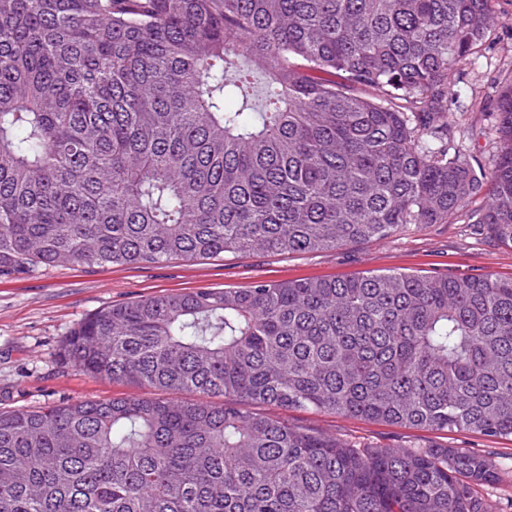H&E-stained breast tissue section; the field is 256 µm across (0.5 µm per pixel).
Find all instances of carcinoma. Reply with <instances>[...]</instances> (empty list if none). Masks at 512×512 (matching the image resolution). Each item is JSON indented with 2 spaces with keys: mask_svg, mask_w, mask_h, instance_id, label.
I'll return each mask as SVG.
<instances>
[{
  "mask_svg": "<svg viewBox=\"0 0 512 512\" xmlns=\"http://www.w3.org/2000/svg\"><path fill=\"white\" fill-rule=\"evenodd\" d=\"M497 23L492 0H0V276L331 251L478 195L512 248V82L492 168L451 138L449 77ZM60 353L147 392L0 412V512H493L479 452L263 409L512 437V277L157 294Z\"/></svg>",
  "mask_w": 512,
  "mask_h": 512,
  "instance_id": "cac0c4a2",
  "label": "carcinoma"
}]
</instances>
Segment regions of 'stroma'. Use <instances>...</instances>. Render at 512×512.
I'll list each match as a JSON object with an SVG mask.
<instances>
[{
	"mask_svg": "<svg viewBox=\"0 0 512 512\" xmlns=\"http://www.w3.org/2000/svg\"><path fill=\"white\" fill-rule=\"evenodd\" d=\"M502 18L486 51L468 65L456 86L455 135L465 155L491 167L499 151L498 93L512 80V0H495ZM369 271H415L426 276L491 274L512 277V248L504 247L459 213L448 224H410L384 239L334 251L276 255L255 252L211 259H171L132 266H38L0 276V411L47 404L109 400L137 394L135 386L109 383L62 359L64 337L100 309L142 297L198 288H242L255 281L306 277L344 278ZM289 421L373 447L409 444L480 452L496 478L474 492L494 512H512V437L423 431L364 418L292 410Z\"/></svg>",
	"mask_w": 512,
	"mask_h": 512,
	"instance_id": "obj_1",
	"label": "stroma"
}]
</instances>
